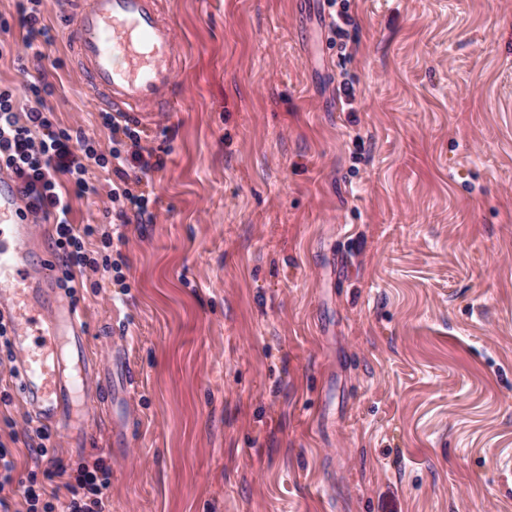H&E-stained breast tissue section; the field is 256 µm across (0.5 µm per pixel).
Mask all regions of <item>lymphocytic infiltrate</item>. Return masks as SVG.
<instances>
[{
  "mask_svg": "<svg viewBox=\"0 0 512 512\" xmlns=\"http://www.w3.org/2000/svg\"><path fill=\"white\" fill-rule=\"evenodd\" d=\"M18 23L23 32L21 41L0 42V57L8 55L19 61L28 56L44 59L43 49L52 44L53 37L41 18L40 0H22ZM47 90V85L36 81L26 83L20 92L9 87L0 89V167L21 184L26 206L34 217L55 225L60 283L66 286L74 282L78 271L95 267V259L85 249V240L94 236L97 229L90 224L79 229L73 226L69 197L59 189L60 177H68L76 193L92 194L96 188L89 180L90 166L110 169L111 200L127 201L137 220L149 221L153 215L147 208V197L133 193L132 188L161 169L164 161L145 157L134 119L120 114L105 111L100 118L112 135H124L129 145L123 150L112 147L101 153L85 132L74 133L60 127L49 110L32 107L19 113V95L38 97ZM26 432L33 452L48 460L47 476L63 478L64 490L50 492L30 483L15 482L13 454L0 445V512H7L11 496L17 492L24 498L26 512H110L107 489L112 467L104 458L85 462L76 476L70 477L50 455V430L30 425Z\"/></svg>",
  "mask_w": 512,
  "mask_h": 512,
  "instance_id": "lymphocytic-infiltrate-1",
  "label": "lymphocytic infiltrate"
}]
</instances>
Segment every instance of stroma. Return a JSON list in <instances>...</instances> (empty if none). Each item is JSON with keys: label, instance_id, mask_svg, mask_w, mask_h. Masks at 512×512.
Here are the masks:
<instances>
[{"label": "stroma", "instance_id": "stroma-1", "mask_svg": "<svg viewBox=\"0 0 512 512\" xmlns=\"http://www.w3.org/2000/svg\"><path fill=\"white\" fill-rule=\"evenodd\" d=\"M162 0L181 90L141 122L152 222L112 174L69 180L109 270L76 293L127 392L68 473L112 467V512H512V0ZM42 61L0 58L65 128L108 144L41 0ZM352 79L357 114L339 87ZM0 365V443L44 483Z\"/></svg>", "mask_w": 512, "mask_h": 512}]
</instances>
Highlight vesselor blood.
<instances>
[{"label":"vessel or blood","mask_w":512,"mask_h":512,"mask_svg":"<svg viewBox=\"0 0 512 512\" xmlns=\"http://www.w3.org/2000/svg\"><path fill=\"white\" fill-rule=\"evenodd\" d=\"M63 34L97 101L143 117L173 108L179 95L173 29L159 0H76ZM37 226L21 187L0 175V318L10 325L19 388L34 420L54 428L69 447H84L90 420L111 391L112 376L93 358L82 310L48 298L51 264L35 261Z\"/></svg>","instance_id":"obj_1"}]
</instances>
